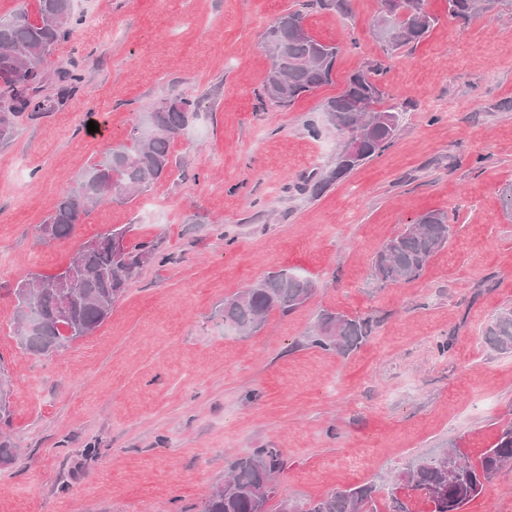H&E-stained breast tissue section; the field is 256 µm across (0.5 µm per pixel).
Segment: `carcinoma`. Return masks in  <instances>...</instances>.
I'll return each mask as SVG.
<instances>
[{
  "instance_id": "cac0c4a2",
  "label": "carcinoma",
  "mask_w": 512,
  "mask_h": 512,
  "mask_svg": "<svg viewBox=\"0 0 512 512\" xmlns=\"http://www.w3.org/2000/svg\"><path fill=\"white\" fill-rule=\"evenodd\" d=\"M482 0H448L451 17L468 21L483 11ZM82 18L73 11V0H39L38 16L0 19V72L10 79L0 85V125L7 130L0 141L13 137L16 121L44 110L41 88L51 82L57 100L64 104L77 91L83 78L75 66L62 61L48 71L43 63L66 42ZM435 22L428 0H417L416 14L404 17L381 10L375 23L379 38L395 51L417 44ZM263 48L271 60L262 86V98L281 107L331 82L338 48L306 32L303 15L289 11L279 16L265 35ZM386 70L375 63L351 75L344 90L326 104L336 128L347 141L336 159V167L313 185L319 192L365 160L388 148L399 128L395 108L381 107L384 93L379 76ZM202 99L175 96L148 113L145 126L132 128L130 145L112 147L103 159L88 165L81 179L63 195L44 223L51 225L52 238L68 239L75 234L80 218L104 200L130 203L150 191L172 165L170 145L198 117ZM133 226L113 227L95 236L98 247L81 246L73 262L88 276L68 289L61 301L42 285L58 274H33L15 289L14 332L32 354L46 355L95 332L126 292L128 284L150 262L165 256L158 239H128ZM450 233L448 215L432 210L419 215L389 239L373 256L376 279L384 285L416 280L431 258L440 251ZM126 242L123 252L112 251L106 240ZM313 293L311 281L286 271L270 273L254 286L224 299V326L242 336L258 331L270 312L286 315L304 305ZM372 331L371 320L324 313L311 346L323 350L350 351L358 348ZM487 342L500 351L512 350V309L497 314L486 329ZM14 448L6 432L0 431V466L15 462ZM507 466H512V422L502 426L494 445L475 463L464 462L453 452L422 458L401 472L390 485L391 512H412L398 497L404 488L425 494L430 512H462L478 497L485 484ZM285 468L277 448H258L231 459L224 482L205 496L200 512H268L277 495L275 474ZM377 486L360 485L335 491L324 498L298 503L299 512H378Z\"/></svg>"
}]
</instances>
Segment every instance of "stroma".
<instances>
[{"mask_svg":"<svg viewBox=\"0 0 512 512\" xmlns=\"http://www.w3.org/2000/svg\"><path fill=\"white\" fill-rule=\"evenodd\" d=\"M82 23L46 62L71 60L80 90L17 121L0 143V363L10 385L0 512H199L230 459L280 449L279 498L388 488L409 463L454 448L470 461L512 421V353L486 328L512 307V0L469 22L428 0L418 44L386 50L379 0L348 11L319 0H74ZM339 53L330 84L287 108L262 102V43L281 14ZM385 106H401L391 146L312 193L345 140L327 100L373 62ZM202 100L175 138L170 175L128 204L105 202L68 240L37 227L84 167L163 99ZM103 125L89 133L88 118ZM317 126L318 136L308 133ZM430 210L453 232L410 283L384 285L371 260ZM161 239L99 329L47 356L13 331V290L64 268L110 228ZM311 280L312 297L271 312L249 336L225 329L226 297L270 272ZM367 317L346 352L308 345L322 313ZM447 352H440V344ZM464 512H512V467Z\"/></svg>","mask_w":512,"mask_h":512,"instance_id":"1","label":"stroma"}]
</instances>
